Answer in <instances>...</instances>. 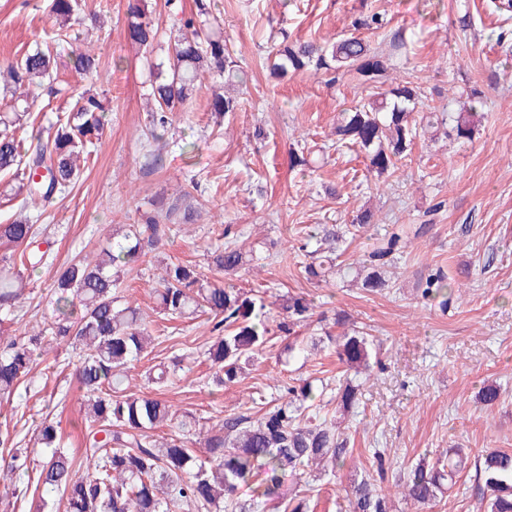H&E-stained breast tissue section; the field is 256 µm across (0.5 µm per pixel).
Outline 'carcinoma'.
<instances>
[{
    "mask_svg": "<svg viewBox=\"0 0 512 512\" xmlns=\"http://www.w3.org/2000/svg\"><path fill=\"white\" fill-rule=\"evenodd\" d=\"M195 16L182 22L192 29L171 47L169 64L150 83L152 126L165 127L167 114L193 101L208 75L224 79V85H243L248 74L232 57L224 37L212 30L215 0H194ZM49 15L52 36L44 45L20 58L0 64L3 92L20 91L10 99L8 111L0 112V176L9 177L4 198L19 200L20 210L46 207L54 196L69 189L82 174L81 161L88 159L91 147L106 125V112L94 94L80 96L70 109L23 136V120L37 104L42 92L55 97L53 87L56 48L60 43L76 44L75 68L85 76H99L100 59L83 48L80 27L90 20L100 24L101 15L94 0H51ZM126 38L130 44L153 47L159 28L147 17L145 0H128ZM276 59L270 66L281 78L307 70L350 74L361 83L377 89L374 98L340 113L336 124V145L355 147L365 154L368 170L378 176L388 174L396 163L411 152L420 133L450 123V134L457 141L473 138L478 112L470 107L449 117L443 112L417 111V87L407 81L389 89L386 83L388 59L364 39L344 37L327 45L314 41H291L280 31ZM208 111L218 116L233 114L239 101L213 90ZM182 198L160 209L143 224H125L116 230L120 239L101 249L94 257L74 258L53 283L54 320L33 334L0 336V403L10 402L21 384L46 352L45 341L67 344L79 350L76 370L86 389L87 436L91 472L78 475L80 463L60 445L56 426L41 423L37 439L47 453L33 478L35 489L59 492L66 512H253L269 499L278 500L282 512H310L308 489L301 484L303 470L317 467L336 472L348 454V438L336 432L312 410L323 406L329 382L303 381L284 387V394L265 404L254 419L238 415L224 419L219 427L204 429L193 417L180 423L181 435L162 442L149 432L172 419L170 406L149 395L128 394V364L141 356L151 336L140 308L123 299L124 278L146 262L148 253L169 237L171 225L192 221L193 209ZM39 228L26 216L0 224V317H15L24 295L25 273L45 261L39 250ZM207 254L215 270L234 276L245 269L253 255L229 239ZM346 242V232L336 224H321L303 235L300 250L311 261L300 266L303 277L322 282L336 269ZM408 231L402 224H389L376 238L359 265L361 286L376 292L388 287L386 268L398 263L405 253ZM155 289L156 313L172 319L193 320L203 312L218 319L224 335L205 351L217 366L218 382L230 384L241 377L256 352L269 342L263 320L265 304L218 280L205 277L196 267L181 262L165 265ZM421 295H440L443 305L452 302V287L445 276L435 274L418 282ZM309 295L290 293L283 303L286 313L279 328H293L313 315ZM338 361L348 369L369 359V342L357 329L336 338ZM336 399L345 410L356 404V386L345 377L338 379ZM196 438L203 454L194 456L187 440ZM0 469L6 474L28 472L27 449L18 447L10 423L0 425ZM470 456L460 448L448 450V459L430 464L424 460L405 474L406 497L417 502L435 501L453 491L468 468ZM476 474L489 491L487 512H512V452L485 449L474 459ZM250 499L241 500L243 488ZM349 512H389L387 498L367 480L347 490Z\"/></svg>",
    "mask_w": 512,
    "mask_h": 512,
    "instance_id": "carcinoma-1",
    "label": "carcinoma"
}]
</instances>
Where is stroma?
I'll return each instance as SVG.
<instances>
[{"mask_svg":"<svg viewBox=\"0 0 512 512\" xmlns=\"http://www.w3.org/2000/svg\"><path fill=\"white\" fill-rule=\"evenodd\" d=\"M147 2L160 31L153 51L128 43L127 0H99L107 22L89 30L88 41L101 61L100 81L75 72L69 49L57 59L55 85L62 93L54 112L68 111L73 98L92 93L104 99L108 123L80 180L38 217L53 262L31 270L29 291L15 320L5 323L6 333L49 321L50 290L62 266L99 249L115 226L144 223L156 215L160 200H173L179 186L195 181V221L175 225L158 256L205 265L208 249L223 244V230H231L254 255L249 269L231 282L263 297L274 338L238 383L215 385L204 354L217 337L213 318L166 321L154 314V263L128 277L123 292L148 312L156 338L132 362L129 390L156 392L175 415L155 437L177 432L183 415L211 425L234 414L255 418V392L271 398L285 381L335 377L341 367L330 343L307 358L284 350L289 337L278 330V299L301 291L321 314L297 327V336L341 334L334 314L342 310L379 347L370 370L353 378L360 387L356 405L345 412L333 402L322 411L340 422L350 453L336 475L311 482L313 512H337L351 482L375 476L378 451L385 458L381 487L391 499L390 512H486L484 483L474 471L428 505L405 498L396 482L419 459L433 461L452 448L473 456L487 448L512 451V21H503L492 0H217L224 37L249 75L246 86L230 90L239 108L216 118L207 109V92H200L172 113L155 140L145 109L150 65L166 58L172 28L195 6L193 0ZM372 12L382 16V27L358 28L357 20ZM281 27L321 44L352 34L368 39L389 58L393 83L413 82L424 104L437 111L460 112L481 96L472 140L458 142L441 132L425 136L391 174L369 173L362 153L334 147L333 131L339 113L370 99L371 89L348 74L334 81L322 72L272 78L273 45L266 37ZM50 31L49 0H0V63L34 48ZM259 127L264 137L255 136ZM303 144L311 148L307 165H292V151ZM155 154L162 159L157 167L151 163ZM327 185L336 188V197L324 194ZM364 209L373 212L374 222L361 228L344 262L361 259L382 225H415L425 212L433 214L426 235L393 269L389 288L373 294L340 275L304 280L300 229L346 224ZM436 271L456 288L451 309L439 299H422L416 288L419 278ZM176 358L182 369L173 383L152 390L149 371ZM77 360L74 348H55L14 395L22 415L17 439L31 465L44 459L36 435L45 418L58 423L77 460L85 458L88 423ZM488 385L500 390L490 408L480 402Z\"/></svg>","mask_w":512,"mask_h":512,"instance_id":"1","label":"stroma"}]
</instances>
